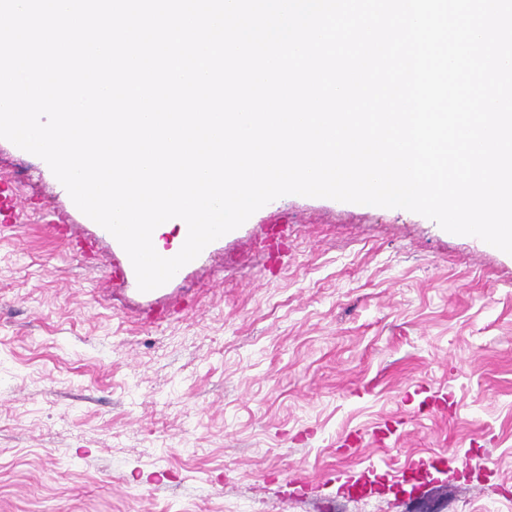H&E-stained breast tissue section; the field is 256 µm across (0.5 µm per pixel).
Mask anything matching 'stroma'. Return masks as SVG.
<instances>
[{"label": "stroma", "mask_w": 512, "mask_h": 512, "mask_svg": "<svg viewBox=\"0 0 512 512\" xmlns=\"http://www.w3.org/2000/svg\"><path fill=\"white\" fill-rule=\"evenodd\" d=\"M0 184V512H512V255L288 195L143 292L43 159Z\"/></svg>", "instance_id": "obj_1"}]
</instances>
